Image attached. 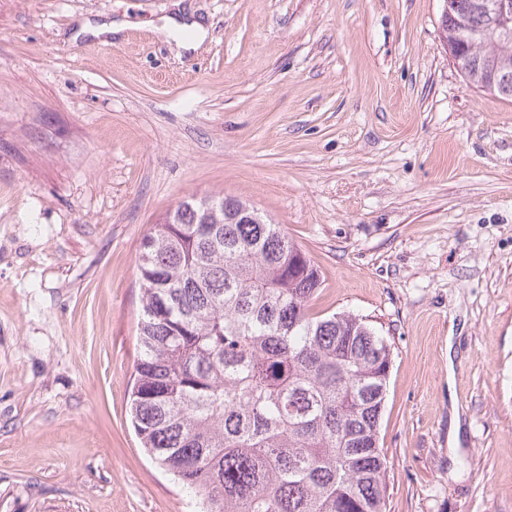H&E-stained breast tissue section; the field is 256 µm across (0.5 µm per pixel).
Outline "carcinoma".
Here are the masks:
<instances>
[{
	"mask_svg": "<svg viewBox=\"0 0 512 512\" xmlns=\"http://www.w3.org/2000/svg\"><path fill=\"white\" fill-rule=\"evenodd\" d=\"M463 75L512 100V37L491 0H447ZM181 201L142 244L132 422L202 512H386L378 446L390 346L363 319L311 312L309 257L255 209Z\"/></svg>",
	"mask_w": 512,
	"mask_h": 512,
	"instance_id": "cac0c4a2",
	"label": "carcinoma"
}]
</instances>
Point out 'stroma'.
Listing matches in <instances>:
<instances>
[{"label": "stroma", "instance_id": "35a3bbf8", "mask_svg": "<svg viewBox=\"0 0 512 512\" xmlns=\"http://www.w3.org/2000/svg\"><path fill=\"white\" fill-rule=\"evenodd\" d=\"M442 6L0 0V512H199L131 424L137 265L218 193L306 252L314 311L390 344L387 512H512V101ZM184 30H189L191 37L183 42V47L186 49H197L204 41L207 35V30L199 20L184 23L182 25L176 22L168 23L164 28L167 35H177Z\"/></svg>", "mask_w": 512, "mask_h": 512}]
</instances>
